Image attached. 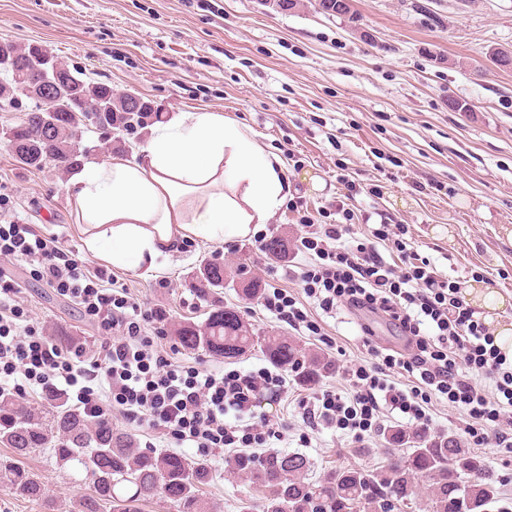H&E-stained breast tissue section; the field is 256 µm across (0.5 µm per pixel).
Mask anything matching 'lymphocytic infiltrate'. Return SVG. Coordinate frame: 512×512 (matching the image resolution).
I'll list each match as a JSON object with an SVG mask.
<instances>
[{
  "label": "lymphocytic infiltrate",
  "mask_w": 512,
  "mask_h": 512,
  "mask_svg": "<svg viewBox=\"0 0 512 512\" xmlns=\"http://www.w3.org/2000/svg\"><path fill=\"white\" fill-rule=\"evenodd\" d=\"M302 263L295 290L258 296L278 321L328 348L338 340L318 322L343 308L385 318L405 338L382 346L361 325L362 356L343 371V386L297 399L303 424L331 429L368 447L399 417L430 429L434 406L459 410L458 435L470 448L512 455V362L466 302L463 280L437 273L414 251L406 225L381 216L367 237L348 223L317 224L301 215ZM396 252L387 262L381 247ZM24 263L31 276L77 306L101 339L98 352L62 348L35 324L19 283L4 264ZM168 312L134 296L103 267H88L54 236L28 224H0V390L18 394L63 387L72 406L91 417L120 413L160 432L171 447L191 446L226 459L270 447L288 424L260 411L285 378L260 367L244 370L171 357L161 340Z\"/></svg>",
  "instance_id": "1"
}]
</instances>
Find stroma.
Segmentation results:
<instances>
[{
    "mask_svg": "<svg viewBox=\"0 0 512 512\" xmlns=\"http://www.w3.org/2000/svg\"><path fill=\"white\" fill-rule=\"evenodd\" d=\"M0 40L39 43L80 79L133 91L164 117L207 109L224 113L261 135L284 160L294 205L282 207L268 235L296 245L298 208L315 223L344 203L355 223L386 214L411 231L414 249L440 275L471 280L512 295V68L491 62L495 49L512 51V0H351L346 16L319 12L314 0L277 12L264 0H0ZM466 103L457 112L450 101ZM374 180L377 193L344 199L340 177ZM68 178L51 168L15 163L0 138V224H30L59 237L87 265L84 225L75 222ZM222 257L248 262L260 284L291 288L287 261L269 272L253 240L227 252L198 240L153 270L112 273L131 292L165 308L173 323L203 322L209 300L192 278L200 265ZM39 325L100 341L74 304L10 265ZM256 333L280 334L320 349L261 307L251 306L234 282L220 296ZM301 426L275 442V451L307 456L309 481L338 468L374 469L377 449L349 447L326 430L300 441ZM49 489L42 504L0 480V512H71L91 491L82 468H59L47 453L16 459ZM203 489L213 512L261 508L265 492L229 473L223 455L208 457Z\"/></svg>",
    "mask_w": 512,
    "mask_h": 512,
    "instance_id": "35a3bbf8",
    "label": "stroma"
}]
</instances>
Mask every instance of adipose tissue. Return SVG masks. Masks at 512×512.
<instances>
[{"mask_svg": "<svg viewBox=\"0 0 512 512\" xmlns=\"http://www.w3.org/2000/svg\"><path fill=\"white\" fill-rule=\"evenodd\" d=\"M76 223L94 257L130 271L152 269L195 238L235 243L272 223L293 197L282 158L252 128L200 109L158 126L129 158L84 164L67 184ZM498 348L512 359L507 297L470 282Z\"/></svg>", "mask_w": 512, "mask_h": 512, "instance_id": "1", "label": "adipose tissue"}]
</instances>
